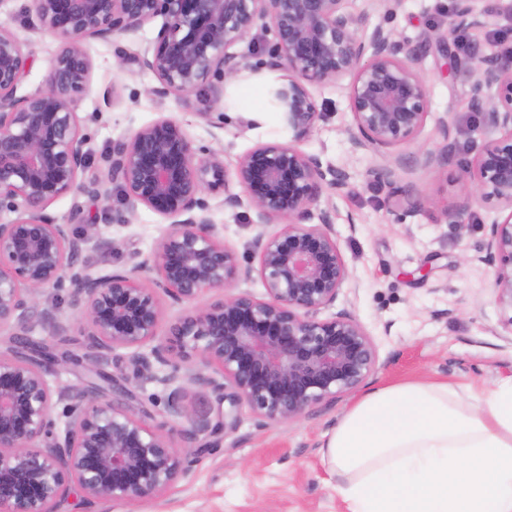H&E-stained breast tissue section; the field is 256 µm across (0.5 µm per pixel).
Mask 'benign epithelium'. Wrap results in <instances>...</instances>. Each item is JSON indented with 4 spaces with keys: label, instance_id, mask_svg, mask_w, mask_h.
Wrapping results in <instances>:
<instances>
[{
    "label": "benign epithelium",
    "instance_id": "obj_1",
    "mask_svg": "<svg viewBox=\"0 0 512 512\" xmlns=\"http://www.w3.org/2000/svg\"><path fill=\"white\" fill-rule=\"evenodd\" d=\"M43 31L60 40L42 87L17 96L26 68L20 40L0 24V210L16 214L0 222V512H69L82 503L124 502L154 495L189 470V463L218 446L208 441L233 432L241 407L260 424L292 422L310 408L357 391L379 368L371 335L353 313L322 319L335 305L350 274L327 212L312 206L322 190L342 192L349 176L300 148L323 113L311 88L348 80L352 125L359 149L380 151L412 142L429 114L428 92L418 67L421 48L382 26L367 29L349 13L346 0H32ZM163 23L152 44L131 56L154 74L151 93H177L184 102L215 76L233 79L252 68L234 51L258 21L270 23L275 44L262 61L288 77L269 88L294 139L258 145L235 166L241 192L229 190L224 157L197 159L185 127L160 117L112 141L108 179L126 195L173 219L159 240L147 283L143 264L125 273L70 278L71 304L90 328L87 351L56 354L32 330L65 327L40 308L37 296L64 283L95 235L55 224L44 210L72 193L98 196V178L79 180L87 165L76 112L90 75L88 39L137 33L149 20ZM472 0H452L446 36L481 27ZM475 76L469 109L498 137L478 149L474 197L493 204L485 260L494 267V302L511 313L512 327V62L472 55L464 60ZM224 190V206L250 208L255 224L277 219L280 231L258 232L251 246L258 268L241 263L212 222L206 192ZM317 223H312L313 219ZM258 272L266 297L239 284ZM231 294L196 306L208 289ZM189 305L171 328L174 343L158 336L159 293ZM151 345L149 352L141 351ZM118 347L149 379L170 390V432L150 426V414L128 404L132 392L100 367ZM55 362L88 364L110 386L52 387ZM209 369L208 382L228 404L216 418L199 416L180 403V381L191 384ZM74 399L60 428L55 401ZM191 440L173 445L171 433Z\"/></svg>",
    "mask_w": 512,
    "mask_h": 512
}]
</instances>
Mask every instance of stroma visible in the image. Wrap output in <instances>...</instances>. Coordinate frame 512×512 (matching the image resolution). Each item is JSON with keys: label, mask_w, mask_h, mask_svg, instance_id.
<instances>
[{"label": "stroma", "mask_w": 512, "mask_h": 512, "mask_svg": "<svg viewBox=\"0 0 512 512\" xmlns=\"http://www.w3.org/2000/svg\"><path fill=\"white\" fill-rule=\"evenodd\" d=\"M451 0H348V12L368 26L393 30L411 44H425L419 68L426 81L429 115L414 142L384 151L353 150L346 134L352 123L346 83L312 91L324 117L301 142V149L347 169L349 184L341 194L322 191L318 208L332 212L333 228L351 275L337 309L353 311L371 335L380 367L368 387L406 380L448 381L482 394L512 376V328L494 303L493 269L484 257L487 231L495 211L470 198L475 144L484 137L477 113L467 106L473 76L455 58L471 51L512 59V0H474L486 24L464 37L440 42ZM7 22L25 46L28 66L18 87L25 95L41 86L59 40L41 29L31 0H0V22ZM163 23L154 18L133 35L85 44L92 61L89 84L78 103L82 134L89 149V174L105 178L104 156L113 140L163 116L179 120L198 157H224L227 168L250 149L292 138L281 113L271 107L267 89L273 73L259 66L273 37L264 26L237 47L249 55L254 71L231 81L212 80L198 100L184 104L175 94L150 92L156 77L132 61L156 37ZM461 129L450 160L437 158L442 144L440 120ZM396 171L397 193L375 186L372 173ZM105 195L70 193L49 204L46 215L74 230L95 225L98 245L85 252L80 267L99 275L128 271L153 260L156 243L169 221L131 202L117 184L106 182ZM211 218L224 232V243L245 253L255 234L254 214L228 209L218 194H207ZM468 206L464 229L446 219L447 211ZM41 307L67 324L65 347L84 351L89 329L71 306L70 289L47 288ZM108 371L124 378L136 403L151 414L152 426L167 428V391L147 380L117 348ZM355 394L308 410L293 422L259 425L241 408L237 429L218 448L196 458L188 474L167 490L131 502L103 501L81 512H344L336 478L322 458V448Z\"/></svg>", "instance_id": "obj_1"}]
</instances>
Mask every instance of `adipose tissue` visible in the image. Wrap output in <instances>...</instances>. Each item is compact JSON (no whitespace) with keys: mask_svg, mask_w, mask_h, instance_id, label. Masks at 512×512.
I'll use <instances>...</instances> for the list:
<instances>
[{"mask_svg":"<svg viewBox=\"0 0 512 512\" xmlns=\"http://www.w3.org/2000/svg\"><path fill=\"white\" fill-rule=\"evenodd\" d=\"M346 512H512V377L368 390L322 450Z\"/></svg>","mask_w":512,"mask_h":512,"instance_id":"1","label":"adipose tissue"}]
</instances>
